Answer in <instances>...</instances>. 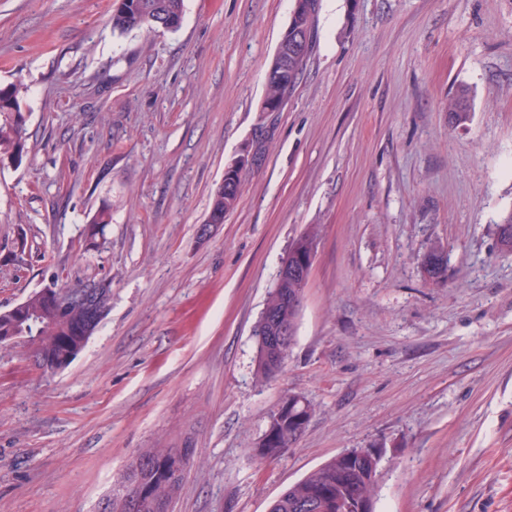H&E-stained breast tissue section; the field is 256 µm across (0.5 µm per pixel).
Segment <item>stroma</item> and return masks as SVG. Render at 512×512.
Listing matches in <instances>:
<instances>
[{"label":"stroma","mask_w":512,"mask_h":512,"mask_svg":"<svg viewBox=\"0 0 512 512\" xmlns=\"http://www.w3.org/2000/svg\"><path fill=\"white\" fill-rule=\"evenodd\" d=\"M113 0H0V82L26 153L0 169V309L112 283L75 360L0 345V512H95L138 452L192 443L174 512H270L348 448L380 454L375 512H512V0H320L281 111L260 105L295 0H185L174 31ZM470 119L448 121L457 85ZM260 149L197 237L226 166ZM98 249L84 231L102 205ZM319 243L282 372L253 327L291 244ZM448 255L442 283L423 255ZM289 395L315 412L256 445ZM292 401H295V406H292ZM283 403L288 402V411L285 413L284 411H275L269 419L266 430L263 435L267 437L269 434H266L270 426L269 432H271V437L276 441L275 445H267L266 448H287L285 451L273 449L267 453H263L262 458H276L285 453L288 448H291L304 434L307 425L311 419L313 408L310 402L305 399L296 396L289 395L288 397L282 400ZM301 416H305L306 419L304 424L301 423ZM301 425H304L303 430L299 432ZM262 435V436H263Z\"/></svg>","instance_id":"stroma-1"}]
</instances>
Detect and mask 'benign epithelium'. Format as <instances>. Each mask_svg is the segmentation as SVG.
I'll return each mask as SVG.
<instances>
[{
    "mask_svg": "<svg viewBox=\"0 0 512 512\" xmlns=\"http://www.w3.org/2000/svg\"><path fill=\"white\" fill-rule=\"evenodd\" d=\"M294 50V46L288 45V35H283L274 55L272 69L279 73L288 72V55ZM260 164L255 153L247 152L237 157L224 170V180L219 185L224 198L230 200L234 197L238 177L243 171L253 169ZM315 258L314 251H306L297 246L288 250L281 262L278 277L281 280L290 279L300 288L307 285L308 277ZM108 281L99 280L88 282L77 290L60 288H40L32 296L13 306L6 314L16 316L25 310L34 301L46 304L48 307L62 314L70 309L84 311L89 317V323L85 336H90L95 324L102 320L108 308L103 306L102 298L107 294ZM260 318L267 319V323L274 325V331L270 332L267 343L262 345V357L270 362V365L278 368L284 366L288 358V337L294 335V329L288 327V323L272 317L271 311L262 309ZM139 498L131 495L126 490L125 478H120L113 491L102 498L98 504L100 512H137Z\"/></svg>",
    "mask_w": 512,
    "mask_h": 512,
    "instance_id": "obj_1",
    "label": "benign epithelium"
}]
</instances>
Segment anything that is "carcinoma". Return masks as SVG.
Segmentation results:
<instances>
[{
	"mask_svg": "<svg viewBox=\"0 0 512 512\" xmlns=\"http://www.w3.org/2000/svg\"><path fill=\"white\" fill-rule=\"evenodd\" d=\"M185 0H127L124 7L112 10L110 23L112 30L126 33L134 29L148 27L152 19L162 15L175 20V27H180L184 16ZM318 9V2H313L311 13L302 12L291 17L288 25V36L299 34L314 36V20ZM311 48L302 49L295 56L288 58V75L284 80H271L266 87L265 95L269 98L279 93L292 95L297 86L299 76L306 64ZM21 85L18 83L0 84V168L7 164L21 161L25 150L26 113L20 99ZM470 89L460 85L454 94L448 98V114L458 123L469 119L468 101ZM112 223V212L109 207L102 206L89 219L87 233L88 243L86 250L100 246V239L104 237L106 228ZM298 289L293 282L276 285L266 300L267 307L277 311V315L285 320L294 321L298 310L293 306H286L280 298L295 294ZM27 329L31 344L36 349L50 351L59 357L68 354L79 344L81 325L70 320L59 322L50 311L41 312L34 319L14 323L9 321L1 324L0 328ZM295 402L288 406L286 412H274L269 419L271 437L276 441L275 449L263 454L265 458H276L283 454V449L292 447L303 435L300 431L301 417L311 419L313 408L305 399L290 395L283 402ZM165 449L148 448L144 455L148 461L139 470L130 475L132 492L144 495V505L140 512H167L166 508L151 500L153 496L165 493L171 489L178 493L183 486L184 477L177 474L167 465L164 458ZM377 470L370 469L367 462L354 460L352 467L343 469L338 457H333L324 464L311 471L299 482L290 486L272 505L270 512H336L328 507L327 503L311 505L310 498L318 491L331 490L339 494L344 493L346 487L340 482L346 481L356 488L357 493L375 492Z\"/></svg>",
	"mask_w": 512,
	"mask_h": 512,
	"instance_id": "carcinoma-1",
	"label": "carcinoma"
}]
</instances>
